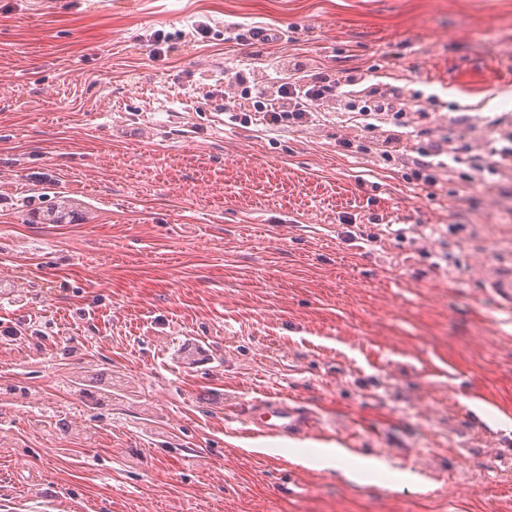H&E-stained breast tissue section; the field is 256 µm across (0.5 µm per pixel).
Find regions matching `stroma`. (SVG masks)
Masks as SVG:
<instances>
[{
    "mask_svg": "<svg viewBox=\"0 0 512 512\" xmlns=\"http://www.w3.org/2000/svg\"><path fill=\"white\" fill-rule=\"evenodd\" d=\"M300 62L429 117L225 115V68ZM507 99L512 0H0V385L33 397L0 398V512H512V312L487 289L512 278V176L473 181ZM63 197L82 220L39 222ZM86 363L111 410L65 390ZM268 393L316 409L311 435L247 438ZM329 445L382 467L285 453ZM420 158H415L414 163V175L417 180H421L425 184L433 185L436 183V176L434 172L437 169L446 168L447 161L438 160L434 162V160H425V158H435L440 157L442 155H446L447 157H451L448 153V146L444 147L439 144L434 146L431 150H420L417 151Z\"/></svg>",
    "mask_w": 512,
    "mask_h": 512,
    "instance_id": "obj_1",
    "label": "stroma"
}]
</instances>
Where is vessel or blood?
<instances>
[{"instance_id": "1", "label": "vessel or blood", "mask_w": 512, "mask_h": 512, "mask_svg": "<svg viewBox=\"0 0 512 512\" xmlns=\"http://www.w3.org/2000/svg\"><path fill=\"white\" fill-rule=\"evenodd\" d=\"M246 422L253 437H304L313 431L317 417L298 400L269 395L247 404Z\"/></svg>"}]
</instances>
